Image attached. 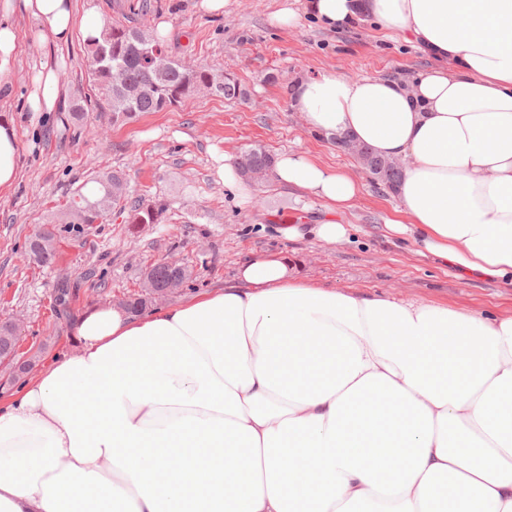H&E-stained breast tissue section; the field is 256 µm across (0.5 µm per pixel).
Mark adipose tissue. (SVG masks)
<instances>
[{"mask_svg": "<svg viewBox=\"0 0 512 512\" xmlns=\"http://www.w3.org/2000/svg\"><path fill=\"white\" fill-rule=\"evenodd\" d=\"M332 28L370 20L436 68L296 77L306 124L406 165L387 227L462 271L512 283V0H304ZM44 47L99 36L93 0H0V93L17 18ZM40 62L33 113L60 109ZM0 113V192L19 176ZM273 177L309 191L325 243L360 183L302 152ZM74 353L0 404V512H512V317L301 283L286 256L249 259L234 284L132 313L93 305Z\"/></svg>", "mask_w": 512, "mask_h": 512, "instance_id": "obj_1", "label": "adipose tissue"}]
</instances>
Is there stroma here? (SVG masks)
Instances as JSON below:
<instances>
[{
  "label": "stroma",
  "mask_w": 512,
  "mask_h": 512,
  "mask_svg": "<svg viewBox=\"0 0 512 512\" xmlns=\"http://www.w3.org/2000/svg\"><path fill=\"white\" fill-rule=\"evenodd\" d=\"M106 22L170 24L164 46L193 68L224 71L246 89L238 101L195 93L179 106L143 112L122 123L91 108L82 120L70 112L34 117L24 102L34 65L57 62L68 101L93 100L85 38L44 49L34 27H21V62L6 107L15 113L22 168L15 187L0 194V316L24 324L22 351L40 349L39 364L71 353L73 316L94 304H115L137 294L143 274L162 258L193 268V281L169 297L175 305L192 295L233 281L238 266L262 256L286 254L304 284L361 295H390L485 316L512 315V286L462 272L386 227L398 200L392 188L327 137L308 129L290 106L293 77L333 72L345 77L396 75L432 67L433 62L402 37L364 23L329 29L303 18L282 29L272 16L288 0H231L212 16L196 0H95ZM149 4L139 13L140 4ZM270 153L300 151L364 184L363 193L339 215L349 227L335 243L288 240L287 224H312L323 214L321 200L276 182L253 184L252 197L237 203L219 180L215 158L253 147ZM118 171L132 199L165 204L156 224L128 223L113 209L103 223L59 224L57 257L42 267L25 257L36 225L55 221L69 197L91 174ZM69 281L67 308L55 305L59 283Z\"/></svg>",
  "instance_id": "stroma-1"
}]
</instances>
